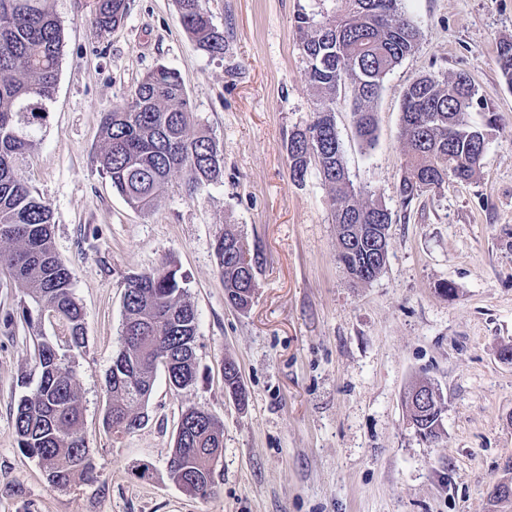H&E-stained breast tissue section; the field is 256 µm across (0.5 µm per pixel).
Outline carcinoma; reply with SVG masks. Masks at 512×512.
<instances>
[{
	"label": "carcinoma",
	"instance_id": "obj_1",
	"mask_svg": "<svg viewBox=\"0 0 512 512\" xmlns=\"http://www.w3.org/2000/svg\"><path fill=\"white\" fill-rule=\"evenodd\" d=\"M317 13L300 8L294 18L308 81L317 95L312 121L288 141L293 181L315 167L333 193L338 259L356 284L375 280L385 264L372 257L370 239L393 224L391 210L363 188L347 169L336 130L337 100L351 99L362 149L377 141L375 103L385 77L415 54L418 27L404 0H330ZM180 23L204 53L222 58L228 50L224 29L212 21L207 0H175ZM127 0H97L94 24L116 27L127 16ZM63 47L60 24L48 0H0V268L23 295L20 318L37 344L38 383L19 400L15 412L18 447L37 459L47 481L58 489L90 478L93 465L82 433L83 413L67 355L44 338V321L53 319L68 333V347H85L84 315L72 293V273L57 255L52 236L53 211L35 194L15 160L38 140L39 125L53 100ZM497 65L512 86V40L499 43ZM479 105L464 73L428 74L414 79L403 94L401 138L403 176L397 190L409 206L422 186L438 191L449 179L468 182L480 172L488 135L497 119L474 124L468 114ZM197 119L180 73L160 65L138 83L131 100L102 113V146L96 155L126 204L151 209L173 175L191 190L224 177L215 140L195 130ZM216 256L227 302L245 312L255 290L254 262L242 237L230 229L218 240ZM198 319L178 270L165 265L126 278L123 299V349L108 370L107 430L128 433L142 423L141 409L151 396L160 357L168 359L169 381L186 388L196 379ZM425 440L441 437L442 406L425 413L408 410ZM168 463L174 484L213 492L215 453L224 447V430L210 413L189 408Z\"/></svg>",
	"mask_w": 512,
	"mask_h": 512
}]
</instances>
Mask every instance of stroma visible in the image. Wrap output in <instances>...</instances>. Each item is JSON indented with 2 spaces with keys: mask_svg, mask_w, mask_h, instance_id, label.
<instances>
[{
  "mask_svg": "<svg viewBox=\"0 0 512 512\" xmlns=\"http://www.w3.org/2000/svg\"><path fill=\"white\" fill-rule=\"evenodd\" d=\"M123 23L94 26L96 0H50L64 43L39 143L16 165L47 201L72 270L86 342L72 352L93 463L91 480L51 486L21 452L14 411L30 393L36 340L21 294L0 275V512H492L488 491L512 462V88L497 45L512 40V0H406L417 53L385 79L378 138L363 151L347 101L336 127L354 184L393 213L388 261L354 285L336 257L333 201L317 171L295 182L288 139L310 123L294 16L317 0H209L228 51L210 58L183 30L174 0H128ZM178 70L191 109L224 158L221 182L189 194L174 178L155 208H130L97 169L100 117L158 65ZM465 73L479 110L499 121L480 173L402 208L401 104L416 77ZM255 261L247 311L224 296L215 245L225 229ZM168 264L198 318L197 376L173 388L157 370L142 425L107 433L105 376L121 348L126 279ZM454 286V295L438 291ZM234 360L248 394L224 390ZM426 379L443 395L442 439L423 441L401 397ZM196 408L224 428L215 494L173 484L167 461L180 417ZM150 475H136L140 466Z\"/></svg>",
  "mask_w": 512,
  "mask_h": 512,
  "instance_id": "1",
  "label": "stroma"
}]
</instances>
